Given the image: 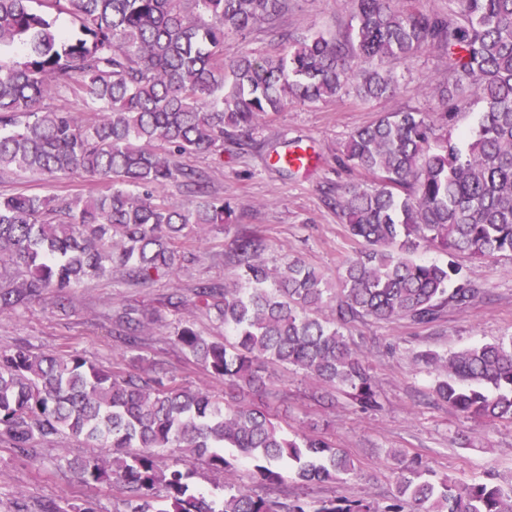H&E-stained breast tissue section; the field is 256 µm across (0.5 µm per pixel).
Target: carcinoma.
Returning a JSON list of instances; mask_svg holds the SVG:
<instances>
[{
    "mask_svg": "<svg viewBox=\"0 0 512 512\" xmlns=\"http://www.w3.org/2000/svg\"><path fill=\"white\" fill-rule=\"evenodd\" d=\"M79 21L70 35L44 12ZM288 0H0V49L26 48L24 61H0V171L52 176L81 172L103 184L86 196H0V310L57 302L88 277L121 274L146 284L173 273L199 224H230L220 200L195 210L161 194L171 182L200 185L176 157L251 141L288 103L362 100L395 91L391 61L424 49L441 53L454 117L464 99L480 105L477 126L458 146L424 112L387 113L356 129L344 158L377 179L347 186L334 206L364 248L347 259L336 292L316 268L260 260L264 239L234 241L239 279L200 283L193 298L165 305L215 310L233 342L209 340L184 325L174 341L230 388L265 387L261 365L291 366L342 389L363 410L381 408L365 354L343 328L357 319L416 325L481 294L456 258L512 254V0H448V13L415 0H352L355 25L343 40L322 34L289 41L271 57H224V38L275 28ZM82 102L77 115L48 104ZM448 262L414 258L419 247ZM114 332L137 346L152 313L116 312ZM434 367L433 393L448 407L488 423L512 422V339L451 354L420 355ZM63 432L101 449L68 468L85 483L127 492L124 512H512V486L438 478L421 461L399 459L389 503L330 499L285 503L246 489L220 499L191 485L189 465L216 473L250 464L264 483L356 474L347 453L321 437L290 435L259 408L204 390L151 385L77 355L0 352V441L25 450ZM180 456L162 468L158 458Z\"/></svg>",
    "mask_w": 512,
    "mask_h": 512,
    "instance_id": "carcinoma-1",
    "label": "carcinoma"
}]
</instances>
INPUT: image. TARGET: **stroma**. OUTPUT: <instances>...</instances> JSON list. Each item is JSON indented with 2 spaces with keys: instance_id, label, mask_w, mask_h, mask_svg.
<instances>
[{
  "instance_id": "stroma-1",
  "label": "stroma",
  "mask_w": 512,
  "mask_h": 512,
  "mask_svg": "<svg viewBox=\"0 0 512 512\" xmlns=\"http://www.w3.org/2000/svg\"><path fill=\"white\" fill-rule=\"evenodd\" d=\"M278 33L257 28L224 42L225 56L242 52L278 55L288 48L284 34L322 32L342 39L352 25L350 0H289L278 22ZM397 79L394 95L363 101L354 95L318 103H293L272 122L260 125L247 146L225 143L223 151L180 156L179 161L208 181V196L226 199L236 208L234 223L207 225L187 242L188 258L173 274L141 285L121 276L85 280L72 289L64 308L42 301L0 311V351L24 344L37 353L76 354L117 373L159 379L167 385L204 389L221 397L223 379L213 377L185 354L174 335L191 325L214 341L224 338V325L215 313L174 311L166 296L191 298L202 282L230 281L238 267L234 241L254 232L267 244L262 254L272 269L301 258L337 279L342 262L359 250L341 214L327 203L326 193L345 185L372 188L374 180L343 165L349 134L380 114L411 110L440 119L445 106L434 94L447 83L448 69L436 50L392 61ZM310 149L314 163L299 172L279 171L272 151L287 146ZM88 177L53 178L40 173H0V196L16 193L83 194ZM483 290L481 298L464 309H446L429 325L401 319L378 323L370 319L350 323L345 333L368 358L376 380L381 410L364 412L343 392L304 378L275 364L263 367L266 387L262 401L290 433L321 436L342 448L357 466L355 475L336 482L288 480L266 486L252 476L249 465L218 474L197 466L190 479L196 488L222 496L225 488H245L281 501L309 504L345 497L389 502L398 467L394 452L421 459L437 476L460 482L485 479L495 473L512 476V423H484L467 418L437 401L432 392L435 371L415 361L416 353L455 352L466 347L512 337V258L490 257L472 264ZM123 306L153 311L137 348H129L112 331V313ZM83 441L59 435L26 451L0 442V512H44L55 503L59 512L92 502L97 512H121L123 496L105 484L81 482L67 466L68 459L92 455Z\"/></svg>"
}]
</instances>
